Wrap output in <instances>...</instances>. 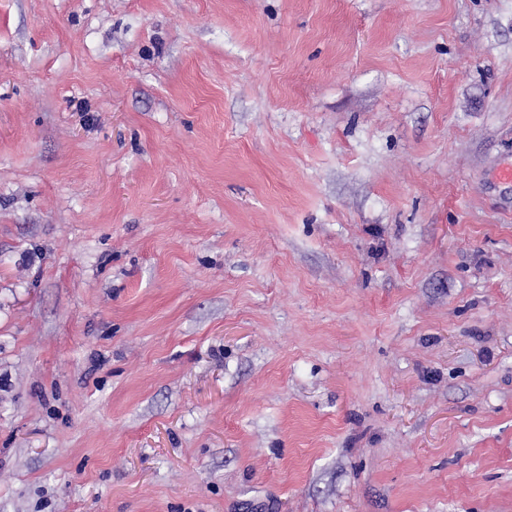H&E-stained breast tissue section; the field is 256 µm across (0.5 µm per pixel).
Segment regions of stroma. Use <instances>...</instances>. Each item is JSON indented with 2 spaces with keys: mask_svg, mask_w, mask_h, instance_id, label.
I'll return each instance as SVG.
<instances>
[{
  "mask_svg": "<svg viewBox=\"0 0 512 512\" xmlns=\"http://www.w3.org/2000/svg\"><path fill=\"white\" fill-rule=\"evenodd\" d=\"M512 0H0V512H512Z\"/></svg>",
  "mask_w": 512,
  "mask_h": 512,
  "instance_id": "1",
  "label": "stroma"
}]
</instances>
